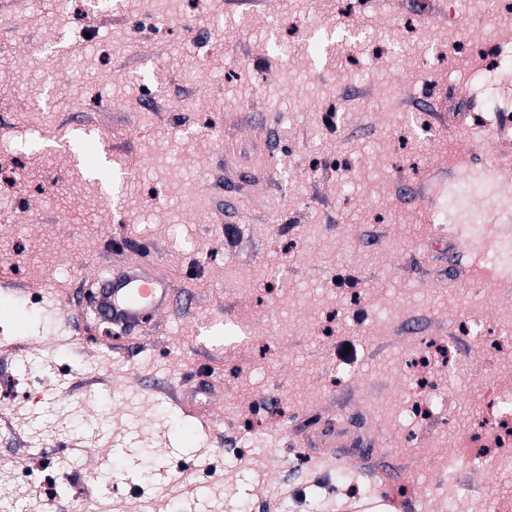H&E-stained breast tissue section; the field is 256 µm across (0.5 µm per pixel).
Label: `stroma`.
I'll return each instance as SVG.
<instances>
[{"label": "stroma", "mask_w": 512, "mask_h": 512, "mask_svg": "<svg viewBox=\"0 0 512 512\" xmlns=\"http://www.w3.org/2000/svg\"><path fill=\"white\" fill-rule=\"evenodd\" d=\"M434 10L426 26L413 0H0V275L25 286H0V494L27 512L103 494L142 512L177 476L195 487L183 512H347L358 490L512 512V468L466 451L512 394V287L478 253L455 280L428 261L436 211L420 199L468 164L512 184V65L487 74L480 51L491 21L512 49V24L496 0ZM430 78L467 85L473 106L439 125L406 111ZM63 119L120 135L136 172L93 177L92 153L48 146ZM108 236L121 247L105 257ZM136 259L195 302L111 355L79 277ZM201 365L206 436L177 404ZM427 390L439 400L414 417ZM32 419L36 465L18 445ZM324 448L346 466L315 470Z\"/></svg>", "instance_id": "obj_1"}]
</instances>
